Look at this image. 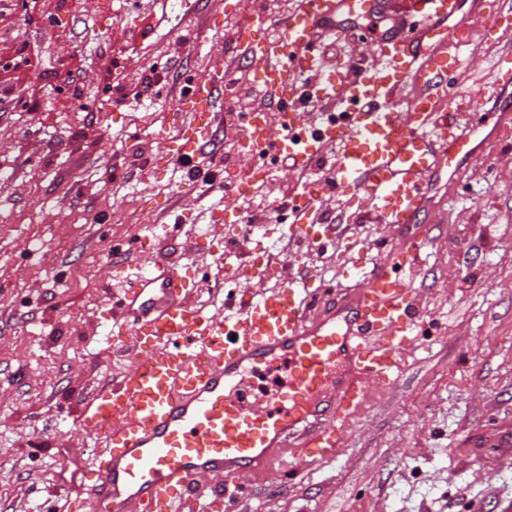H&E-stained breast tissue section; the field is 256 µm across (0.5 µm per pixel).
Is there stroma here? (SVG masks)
<instances>
[{"label":"stroma","mask_w":512,"mask_h":512,"mask_svg":"<svg viewBox=\"0 0 512 512\" xmlns=\"http://www.w3.org/2000/svg\"><path fill=\"white\" fill-rule=\"evenodd\" d=\"M237 0H198L184 22L182 0H0V65L32 58L26 82L0 83V512H88L79 500L95 447L78 426L86 394L131 369L112 355L108 303L124 271L112 258L160 255L189 268L194 301L225 309L237 292L268 278L223 260L213 246L224 227L209 221L225 206L224 178L246 160L189 177L166 164L158 132L180 112L181 74L223 69L227 38L244 20ZM471 29L448 89L472 99L489 83L512 33L489 30L478 0H461ZM395 0L370 15L343 12L349 44L328 66L353 57L374 64L378 37L398 26ZM154 86L137 90L144 77ZM477 147L456 169L429 179L422 223L435 227L425 274L415 281L421 334L402 352L397 380L374 385L349 420L336 458L300 463L279 451L257 476L259 495L243 512H512V456L486 448L464 457L460 441L512 417V111L487 102L466 113ZM305 183L285 164L271 167L238 216L256 263L276 258L281 276L312 271L311 288L358 287L362 265L398 245L397 231L350 225L343 251L292 254L275 200ZM181 225L173 236L157 224ZM165 222V223H166ZM148 239L152 252L136 251ZM297 480L282 486L284 469Z\"/></svg>","instance_id":"obj_1"}]
</instances>
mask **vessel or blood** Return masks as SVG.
<instances>
[{
    "label": "vessel or blood",
    "mask_w": 512,
    "mask_h": 512,
    "mask_svg": "<svg viewBox=\"0 0 512 512\" xmlns=\"http://www.w3.org/2000/svg\"><path fill=\"white\" fill-rule=\"evenodd\" d=\"M378 0H295L269 35L261 0H243L249 17L233 36L236 58L253 76L264 102L240 119L239 155L253 160L252 180L287 162L306 183L289 205L287 238L321 250L340 247V225L324 223L327 198L355 193L361 218L404 231L382 263L366 271L340 312L312 319L298 280L240 301L235 313L206 314L187 299L177 266L155 261L127 274L109 322L133 337L135 368L99 386L82 402L78 422L100 449L84 487L94 512H239L256 474L277 448L300 461L336 456L344 425L365 402L371 384L391 381L401 350L418 327L415 289L408 278L434 240L421 223L426 180L474 141L461 122L464 103L443 110L446 76L458 65L448 43L466 44L460 0H401L402 31L380 37L376 62L354 78L326 68L324 38L347 42L336 28L346 9L375 11ZM493 29L512 31V0H489ZM512 51L498 55L485 92L503 108L512 79L503 73ZM415 93L406 111L391 102L406 84ZM231 69L205 82L186 81L184 112L162 132L164 156L196 170L213 164L221 127L218 102L235 96ZM333 156L331 180L314 178ZM217 247L241 257L244 238L224 212ZM288 370V385L265 402L248 401L247 374ZM219 475L200 485L201 475Z\"/></svg>",
    "instance_id": "1"
}]
</instances>
